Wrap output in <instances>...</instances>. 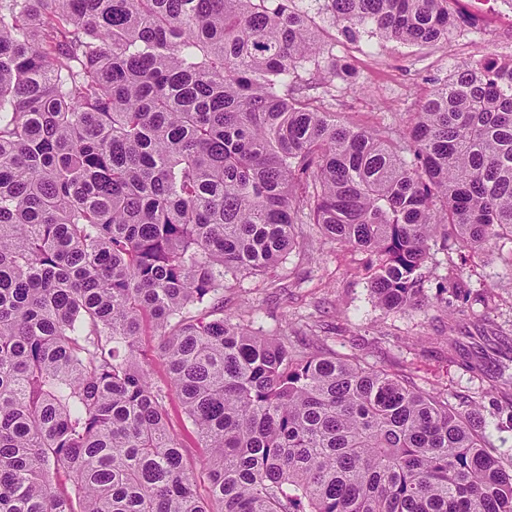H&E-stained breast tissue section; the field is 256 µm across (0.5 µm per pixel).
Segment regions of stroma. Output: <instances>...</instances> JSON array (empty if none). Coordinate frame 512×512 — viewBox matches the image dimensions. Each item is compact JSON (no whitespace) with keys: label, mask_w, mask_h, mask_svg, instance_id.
<instances>
[{"label":"stroma","mask_w":512,"mask_h":512,"mask_svg":"<svg viewBox=\"0 0 512 512\" xmlns=\"http://www.w3.org/2000/svg\"><path fill=\"white\" fill-rule=\"evenodd\" d=\"M479 26L454 32L447 43L408 45L364 33L341 35L321 0H293L312 18L334 69L318 91L324 105L355 126L390 127L402 139L412 113L458 64L490 51L512 56V5L507 0H460ZM366 254L326 241L315 225L301 227L298 245L275 276L244 277L224 291L225 313L243 315L254 332L287 336L313 351L354 356L406 375L417 387L444 390L460 408L479 402L491 444L512 462V429H497L501 407L512 404V243L472 253L460 244L434 246L424 269L419 309L386 312L375 305L364 269ZM465 282L460 295L440 297L451 270ZM504 381L485 394L490 378Z\"/></svg>","instance_id":"1"}]
</instances>
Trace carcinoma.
<instances>
[{
    "label": "carcinoma",
    "mask_w": 512,
    "mask_h": 512,
    "mask_svg": "<svg viewBox=\"0 0 512 512\" xmlns=\"http://www.w3.org/2000/svg\"><path fill=\"white\" fill-rule=\"evenodd\" d=\"M289 2L0 0V512H512L480 406L224 314L298 224L369 255L386 311L437 240H512V57L461 65L403 148L301 94L326 48ZM452 2L323 10L424 45L474 25ZM140 343L144 354L148 358L149 368L155 382L158 385L165 386L168 383L169 376L165 362L156 354L157 336L154 335L151 329L146 328L140 336ZM169 417L174 430L179 434L181 442L189 457H198L202 449L198 448L197 440L189 423L186 421L178 400L170 401Z\"/></svg>",
    "instance_id": "obj_1"
}]
</instances>
